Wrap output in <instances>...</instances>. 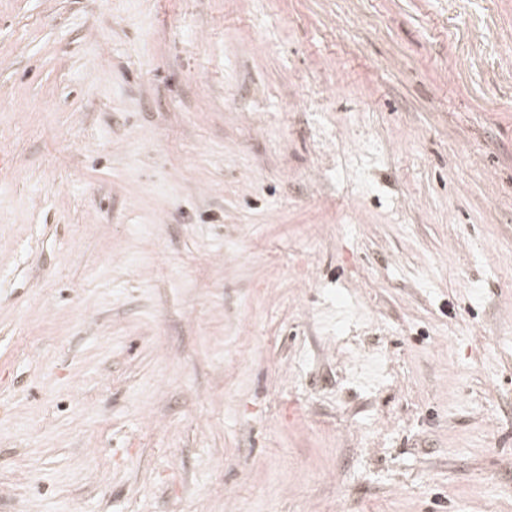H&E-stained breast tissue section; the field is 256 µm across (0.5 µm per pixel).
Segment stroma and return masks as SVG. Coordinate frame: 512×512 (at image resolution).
I'll return each mask as SVG.
<instances>
[{
	"instance_id": "stroma-1",
	"label": "stroma",
	"mask_w": 512,
	"mask_h": 512,
	"mask_svg": "<svg viewBox=\"0 0 512 512\" xmlns=\"http://www.w3.org/2000/svg\"><path fill=\"white\" fill-rule=\"evenodd\" d=\"M0 512H512V0H0Z\"/></svg>"
}]
</instances>
